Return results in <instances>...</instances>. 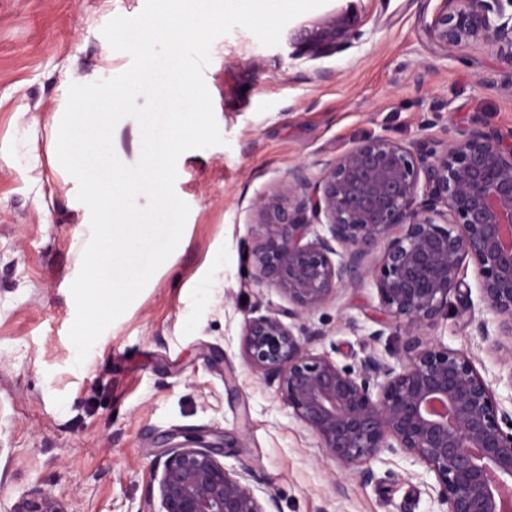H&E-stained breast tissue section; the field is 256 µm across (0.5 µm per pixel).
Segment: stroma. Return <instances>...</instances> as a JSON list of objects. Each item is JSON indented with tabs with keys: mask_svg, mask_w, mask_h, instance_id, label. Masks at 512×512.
Segmentation results:
<instances>
[{
	"mask_svg": "<svg viewBox=\"0 0 512 512\" xmlns=\"http://www.w3.org/2000/svg\"><path fill=\"white\" fill-rule=\"evenodd\" d=\"M144 2L0 0V512L37 487L65 512H142L175 432L223 439L225 467L249 466L280 512H444L433 474L408 456L371 461L368 482L343 473L277 385L245 364L255 304H288L250 274L252 202L295 165L316 178L369 134L413 146L479 122L512 128V63L482 43L461 53L435 45L426 26L441 0H328L292 27L348 8L361 36L320 57L263 46L242 27L216 39L204 80L226 143L179 161L189 244L79 365L69 339L79 201L51 169L48 131L30 133L24 115L63 103L71 84L94 74L102 27L137 16ZM36 176L54 189L45 213L34 206ZM461 279L467 303L452 301L426 333L471 357L511 410L512 368L501 357L512 339L485 311L473 262ZM305 321L323 333L313 353L341 364L401 347L370 281L339 290Z\"/></svg>",
	"mask_w": 512,
	"mask_h": 512,
	"instance_id": "35a3bbf8",
	"label": "stroma"
}]
</instances>
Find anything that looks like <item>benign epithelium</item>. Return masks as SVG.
Segmentation results:
<instances>
[{
  "mask_svg": "<svg viewBox=\"0 0 512 512\" xmlns=\"http://www.w3.org/2000/svg\"><path fill=\"white\" fill-rule=\"evenodd\" d=\"M443 2L427 25L436 45L463 52L484 43L512 62V0ZM359 26L339 10L290 31L288 44L325 55L351 45ZM253 211V279L281 290L290 308L245 321L247 366L278 382L284 403L343 470L368 480L372 460L402 452L434 474L448 512H512V412L468 356L423 334L448 315L471 260L499 335L512 338V130L474 125L417 150L370 135L314 181L294 167ZM377 248L382 259L371 268L366 257ZM368 278L403 333L402 355L390 363L369 353L354 366L313 354L320 333L304 316ZM165 456L148 512H279L276 493L259 498L252 471L226 468L202 435L170 442ZM13 512L65 510L35 488Z\"/></svg>",
  "mask_w": 512,
  "mask_h": 512,
  "instance_id": "7a95c632",
  "label": "benign epithelium"
}]
</instances>
